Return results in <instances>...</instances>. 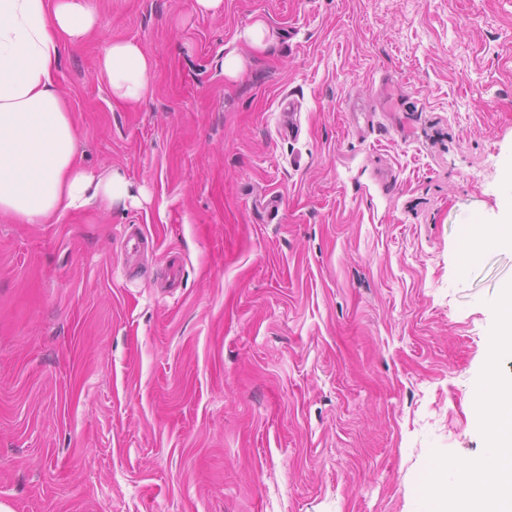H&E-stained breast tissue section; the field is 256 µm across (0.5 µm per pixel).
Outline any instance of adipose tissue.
I'll return each instance as SVG.
<instances>
[{"label": "adipose tissue", "instance_id": "ef3b65f1", "mask_svg": "<svg viewBox=\"0 0 512 512\" xmlns=\"http://www.w3.org/2000/svg\"><path fill=\"white\" fill-rule=\"evenodd\" d=\"M96 30L88 0H0V215L45 224L71 211L141 205L148 198L126 175H98L77 159L78 131L58 89L64 50ZM224 77L238 79L246 51L267 50L265 19L238 30ZM100 69L116 105L133 108L152 92V60L139 43L104 40ZM488 446L471 467L442 457L427 497L438 512H500L512 498V378L476 392Z\"/></svg>", "mask_w": 512, "mask_h": 512}]
</instances>
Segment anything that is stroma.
<instances>
[{"label":"stroma","instance_id":"obj_1","mask_svg":"<svg viewBox=\"0 0 512 512\" xmlns=\"http://www.w3.org/2000/svg\"><path fill=\"white\" fill-rule=\"evenodd\" d=\"M91 3L59 76L78 157L151 200L0 219V503L420 512L439 457L486 447L472 405L512 248L463 257L512 201V0ZM258 17L274 43L225 80ZM106 39L152 58L135 110ZM131 224L154 240L134 261ZM100 69L116 105L137 107L152 92V60L137 42L104 40Z\"/></svg>","mask_w":512,"mask_h":512}]
</instances>
